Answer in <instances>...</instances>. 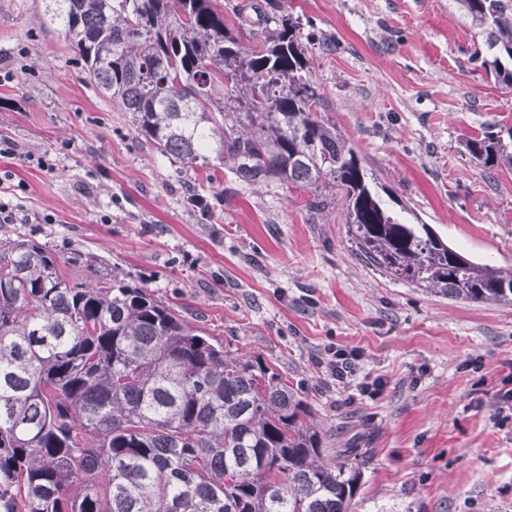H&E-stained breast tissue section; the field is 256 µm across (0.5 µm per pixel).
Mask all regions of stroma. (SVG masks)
<instances>
[{
    "instance_id": "1",
    "label": "stroma",
    "mask_w": 512,
    "mask_h": 512,
    "mask_svg": "<svg viewBox=\"0 0 512 512\" xmlns=\"http://www.w3.org/2000/svg\"><path fill=\"white\" fill-rule=\"evenodd\" d=\"M309 36L326 114L373 178L453 248L512 265V172L487 173L464 141L512 128V88L473 60L480 37L452 0H261ZM43 0H0V199L28 215L0 235L60 258L99 255L239 352L276 363L331 436L364 448L350 512H512V303L476 304L394 280L362 260L333 189L198 183L138 139L82 78ZM26 57H19V49ZM47 155L45 170L25 153ZM201 198L204 208L193 200ZM357 348L375 399L318 362Z\"/></svg>"
}]
</instances>
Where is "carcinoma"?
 Segmentation results:
<instances>
[{
    "mask_svg": "<svg viewBox=\"0 0 512 512\" xmlns=\"http://www.w3.org/2000/svg\"><path fill=\"white\" fill-rule=\"evenodd\" d=\"M85 81L184 171L330 185L360 256L434 294L512 303V265L478 262L386 207L321 114L306 37L258 11L242 46L219 0H46ZM512 88V0H454ZM512 170V130L465 139ZM81 273L73 278L64 267ZM304 393L90 253L0 238V512H349L358 449H325Z\"/></svg>",
    "mask_w": 512,
    "mask_h": 512,
    "instance_id": "carcinoma-1",
    "label": "carcinoma"
}]
</instances>
